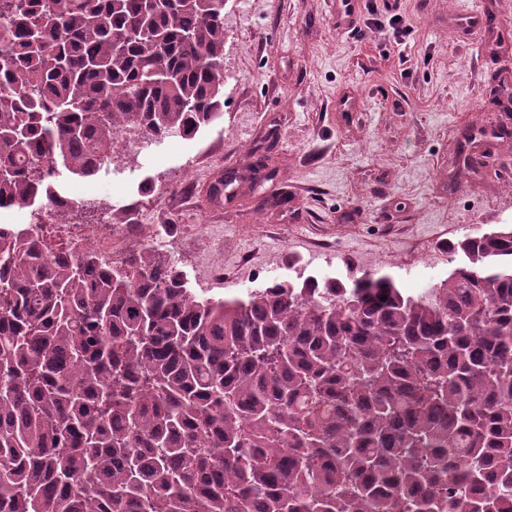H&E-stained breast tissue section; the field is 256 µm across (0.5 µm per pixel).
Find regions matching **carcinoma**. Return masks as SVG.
Segmentation results:
<instances>
[{
  "label": "carcinoma",
  "mask_w": 512,
  "mask_h": 512,
  "mask_svg": "<svg viewBox=\"0 0 512 512\" xmlns=\"http://www.w3.org/2000/svg\"><path fill=\"white\" fill-rule=\"evenodd\" d=\"M224 5L0 0V211L220 118ZM450 250L209 297L0 224V512H512V225Z\"/></svg>",
  "instance_id": "cac0c4a2"
}]
</instances>
